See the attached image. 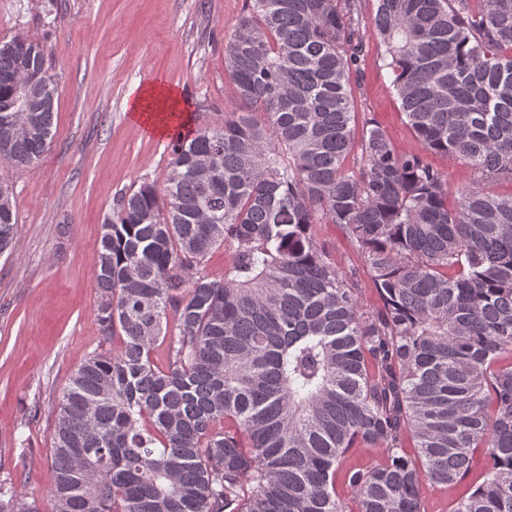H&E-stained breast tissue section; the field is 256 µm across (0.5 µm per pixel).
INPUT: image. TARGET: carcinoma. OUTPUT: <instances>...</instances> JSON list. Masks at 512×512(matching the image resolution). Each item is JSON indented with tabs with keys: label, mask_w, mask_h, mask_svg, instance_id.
<instances>
[{
	"label": "carcinoma",
	"mask_w": 512,
	"mask_h": 512,
	"mask_svg": "<svg viewBox=\"0 0 512 512\" xmlns=\"http://www.w3.org/2000/svg\"><path fill=\"white\" fill-rule=\"evenodd\" d=\"M246 0L224 38L239 106L171 146L106 218L94 276L114 352L56 414L53 512H423L422 487L485 477L452 512H512V0ZM423 152L351 127L366 38ZM47 51L0 40V161L52 140ZM360 149L358 170L344 162ZM473 169L451 188L425 153ZM336 224L379 293L319 246ZM18 233L0 184V255ZM233 244L220 279L207 262ZM412 441L413 452L406 441ZM381 452L336 468L350 450ZM0 512H40L0 487ZM378 460V451L373 448H358L350 451L336 470V490L341 495H347L343 476L352 467H367Z\"/></svg>",
	"instance_id": "carcinoma-1"
}]
</instances>
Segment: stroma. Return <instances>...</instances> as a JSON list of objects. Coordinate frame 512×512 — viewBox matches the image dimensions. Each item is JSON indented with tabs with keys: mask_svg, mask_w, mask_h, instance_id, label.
<instances>
[{
	"mask_svg": "<svg viewBox=\"0 0 512 512\" xmlns=\"http://www.w3.org/2000/svg\"><path fill=\"white\" fill-rule=\"evenodd\" d=\"M244 9L245 0H0V38L43 44L57 88L50 148L23 174L0 164L19 217L14 249L0 256V486L41 512L52 509L58 402L84 359L106 348L93 274L102 224L141 182L165 187L171 139L149 133L130 100L165 84L195 127L235 110L224 38ZM384 57L368 39L351 76L355 126L374 120L398 150L421 151ZM315 233L363 305L378 308L364 259L341 229Z\"/></svg>",
	"mask_w": 512,
	"mask_h": 512,
	"instance_id": "1",
	"label": "stroma"
}]
</instances>
